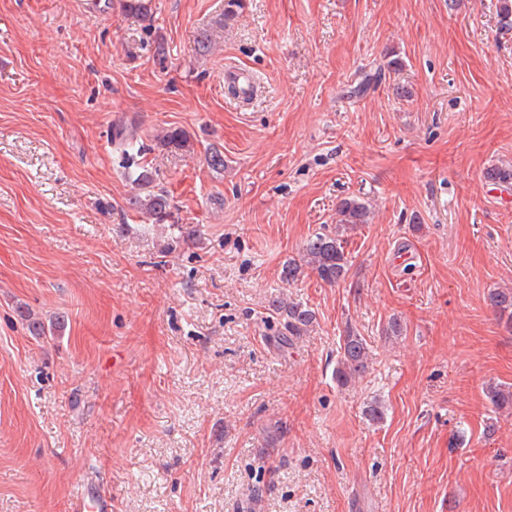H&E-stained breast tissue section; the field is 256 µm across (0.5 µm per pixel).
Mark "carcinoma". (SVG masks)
Listing matches in <instances>:
<instances>
[{
	"mask_svg": "<svg viewBox=\"0 0 512 512\" xmlns=\"http://www.w3.org/2000/svg\"><path fill=\"white\" fill-rule=\"evenodd\" d=\"M124 12H134L145 20H151L150 0H120ZM112 141L118 145L126 161L129 177L136 186V192L128 199L130 208L145 215L155 224H163L171 218L172 204L167 192L154 185V179L139 162L142 154L137 127L118 125L114 128ZM338 215L336 231L318 233L304 244L302 260H288L283 266L282 279L296 281L305 271L317 275L323 282L335 285L346 280L349 259L345 252L347 240L344 233L367 223L366 205L356 197L341 199L336 206ZM490 305L499 313L512 317V290H494L489 294ZM273 310L282 316L288 326V333L299 336L316 321L315 312L295 301L276 299ZM370 351L365 339L352 330L341 337L336 361V382L346 386L363 375L369 364ZM487 397L494 409L512 408V391L490 386Z\"/></svg>",
	"mask_w": 512,
	"mask_h": 512,
	"instance_id": "carcinoma-1",
	"label": "carcinoma"
}]
</instances>
